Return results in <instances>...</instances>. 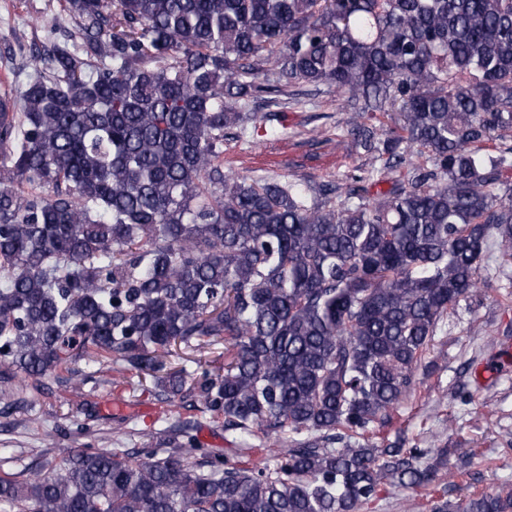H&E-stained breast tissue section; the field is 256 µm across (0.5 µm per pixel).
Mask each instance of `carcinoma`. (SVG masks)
<instances>
[{
	"instance_id": "cac0c4a2",
	"label": "carcinoma",
	"mask_w": 512,
	"mask_h": 512,
	"mask_svg": "<svg viewBox=\"0 0 512 512\" xmlns=\"http://www.w3.org/2000/svg\"><path fill=\"white\" fill-rule=\"evenodd\" d=\"M46 40L0 112V383L114 368L285 448L87 444L0 475V512H357L383 482L512 512V488L450 504L448 449L381 437L512 260V146L487 148L512 133V0H67ZM299 85L375 164L342 191L225 173L251 105ZM220 340L222 363L164 361Z\"/></svg>"
}]
</instances>
